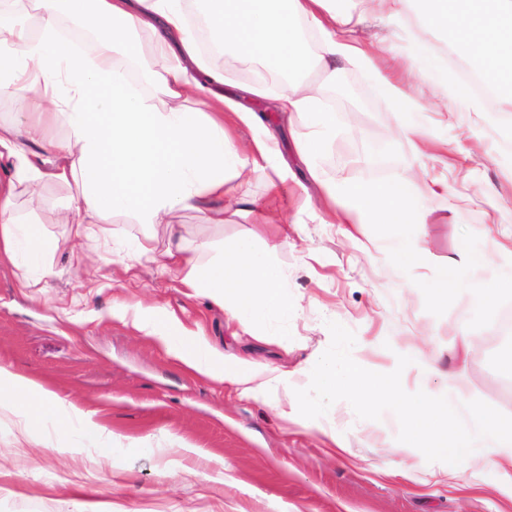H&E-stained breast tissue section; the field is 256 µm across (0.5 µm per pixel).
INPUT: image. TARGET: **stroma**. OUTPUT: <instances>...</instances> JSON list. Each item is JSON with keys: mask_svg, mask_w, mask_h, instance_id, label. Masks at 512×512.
Here are the masks:
<instances>
[{"mask_svg": "<svg viewBox=\"0 0 512 512\" xmlns=\"http://www.w3.org/2000/svg\"><path fill=\"white\" fill-rule=\"evenodd\" d=\"M374 32L384 40L382 71L408 98L425 104L421 132L441 149L435 158L418 159L410 136L401 132L399 113L377 96L372 74L343 65L322 91L334 128L319 152L318 170L321 180L344 184L389 182L407 167L418 168L412 189L433 217L418 235L430 265H394L389 226L366 225L354 241L342 225L321 223L318 208L300 209L302 196L319 197L320 181L309 177L294 133L268 101L255 108L279 132L287 179L273 190L263 175H253L245 198L249 215L237 214L232 202L221 224L192 210L170 218L192 246L253 231L271 241L284 234L294 240L274 260L297 311L285 321L267 320L266 335L244 332L221 306L189 295L151 261L129 272L108 265V249L92 242L87 249L102 273L77 285L67 227L56 214L67 187L46 183L35 194H21L18 208L46 225L59 250L53 275L28 288L21 287L16 268L0 265V365L43 383L147 449L119 451L107 460L87 448L74 458L16 442L15 418L0 415V512H74L77 498L93 512H512V483L498 470L476 473L464 462L446 478L440 463L401 447L392 412L364 420L349 403H334L320 422L335 426L346 445L338 450L307 428L294 393L279 387L265 400L241 397L230 383L187 371L133 328L131 312L119 309L136 302L165 307L223 352L226 362L244 357L291 372L328 348L327 323L334 319L353 331L360 366L381 373L418 348L425 364L404 369L406 389L444 393L453 402L479 399L512 415V377L500 368L512 354V335L497 334L501 314L512 309V291L478 311L469 294L434 302L423 289L434 265L471 253L488 262L466 268L469 279L512 272V160L501 151L512 137V114L458 109L447 83L431 75H459L462 62L443 34L418 26L413 12L379 23ZM419 39L432 48L431 59L417 57ZM145 237L164 250V225L115 217L110 249ZM283 332L284 346L274 340ZM463 333L471 340L464 357L457 351ZM460 372L464 386L448 392L449 379ZM282 408L296 413V421L284 422ZM173 460L181 469L174 480L164 475Z\"/></svg>", "mask_w": 512, "mask_h": 512, "instance_id": "1", "label": "stroma"}]
</instances>
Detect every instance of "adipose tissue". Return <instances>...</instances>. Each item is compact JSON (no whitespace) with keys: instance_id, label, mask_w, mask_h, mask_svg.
<instances>
[{"instance_id":"adipose-tissue-1","label":"adipose tissue","mask_w":512,"mask_h":512,"mask_svg":"<svg viewBox=\"0 0 512 512\" xmlns=\"http://www.w3.org/2000/svg\"><path fill=\"white\" fill-rule=\"evenodd\" d=\"M29 2L39 19L37 31L0 12V95L9 94L21 106L16 119L0 120V263L18 268L25 288L31 274L52 275L58 241L44 224L21 213L15 200L55 182L70 190L59 221L69 227L74 276L85 270L81 244L96 227L131 215L140 224L167 225L169 241L159 254L148 240L130 242L116 254L126 267L158 257L162 272L176 274L183 287L222 306L229 321L246 332L268 317L292 315L295 305L284 276L271 262L273 244L250 235L199 250L187 245L179 225L168 218L178 210H195L209 223H223L224 199L238 198L252 174L263 172L272 183L283 179L278 137L251 109L254 100L271 99L288 121L305 126L297 152L307 169L315 170L333 122L321 105L323 79L331 78L340 62L378 67L373 43L356 36L363 24L356 0H206L211 40L283 81L277 94L247 84L235 97L211 93V86L224 84V73L203 58L186 0ZM388 3L391 15L409 4L419 26L441 30L492 90L497 111L512 112V0ZM67 17L91 29L92 46L68 35ZM145 30L152 40L143 49L138 38ZM309 36L317 40L318 54L304 51ZM120 56L138 65L153 97L130 88L116 65ZM242 124L259 131L244 154L235 146V130ZM59 126L64 134H56ZM411 183L406 176L382 184H324L319 200L324 221L349 225L352 239L364 225H392L393 261L426 264L427 251L406 238L408 227L430 221L411 196ZM204 250L209 260H201ZM453 287L466 289L482 308L511 289L512 278L470 284L460 268L443 267L425 284L434 300L447 297ZM133 310L134 326L173 359L193 373L237 385L241 396L258 399L288 383L287 372L278 369L264 376L246 360L226 365L204 336L183 331L166 308L137 303ZM4 411L18 418L26 437L53 426L54 451L76 455L94 448L103 458L112 456V433L92 414L0 365Z\"/></svg>"}]
</instances>
